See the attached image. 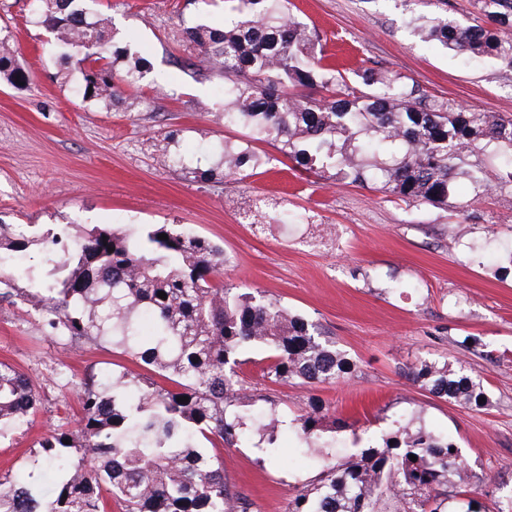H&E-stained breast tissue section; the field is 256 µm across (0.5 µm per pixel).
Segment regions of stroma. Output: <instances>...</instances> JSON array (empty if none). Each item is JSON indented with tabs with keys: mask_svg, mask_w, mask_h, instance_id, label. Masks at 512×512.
Wrapping results in <instances>:
<instances>
[{
	"mask_svg": "<svg viewBox=\"0 0 512 512\" xmlns=\"http://www.w3.org/2000/svg\"><path fill=\"white\" fill-rule=\"evenodd\" d=\"M473 0H291L290 14L315 28L340 71L364 60L404 75L440 99L512 118V69L495 60L468 62L423 40L411 15L441 11L470 19ZM34 0H0L17 53L34 84L0 82V225L39 237L61 225H110L133 233L146 224H175L221 246L229 279L265 291L319 327L352 370L313 388L263 378V353L251 351L243 377L258 394L255 411L284 419L319 404L329 417L354 422L336 435V454L356 453L395 420L419 415L435 434L458 442L489 500L512 493V181L484 154L463 158L490 191L456 180L444 206L409 205L349 181L335 183L291 169L273 145L243 180L223 176L225 143L245 131L225 126L217 77L182 69V27L223 25L240 0H95L118 39L132 42L152 66L148 81L128 91V104L83 101V73L42 58L50 34ZM150 106H141V98ZM182 156L168 166L162 150ZM301 213L276 225L274 211ZM42 244L25 254L13 301L0 303V361L21 371L37 392L28 423L0 440V473L45 488L36 467L41 441L78 414V387L132 368L111 344L77 345L42 328L46 286L59 279ZM448 359L480 375L489 393L473 411L432 396L408 376L420 359ZM251 438L216 448L224 482L253 512H288L296 489L322 469V459L282 432L273 451Z\"/></svg>",
	"mask_w": 512,
	"mask_h": 512,
	"instance_id": "obj_1",
	"label": "stroma"
}]
</instances>
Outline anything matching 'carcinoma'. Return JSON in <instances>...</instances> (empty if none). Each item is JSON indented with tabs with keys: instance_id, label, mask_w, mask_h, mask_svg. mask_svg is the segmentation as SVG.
I'll return each mask as SVG.
<instances>
[{
	"instance_id": "cac0c4a2",
	"label": "carcinoma",
	"mask_w": 512,
	"mask_h": 512,
	"mask_svg": "<svg viewBox=\"0 0 512 512\" xmlns=\"http://www.w3.org/2000/svg\"><path fill=\"white\" fill-rule=\"evenodd\" d=\"M82 0H38L42 24L61 47L56 62L84 72L85 101L115 105L145 82L150 66L109 37V19L88 17ZM487 24L446 14L410 20L425 38L466 59H493L512 68V0H474ZM246 12L213 27H186L182 42L197 55L187 66L221 80L224 124L248 131L224 143L223 174L246 178L261 165L254 144L275 146L293 168L321 178L373 184L416 205H445L468 152L497 145L512 182V119L453 106L416 82L376 67L356 72L351 86L329 61L314 29L290 17L288 0H245ZM125 62L119 81L111 63ZM30 87L29 71L8 36L0 35V79ZM322 95L310 94L312 90ZM168 238L160 239V234ZM75 266L60 286L46 288L44 327L78 342L110 340L163 384L149 382L138 402L140 374L126 371L95 386L81 384L80 415L45 439L42 459L54 477L50 494L21 480L0 479V512H248L249 503L224 484L198 437L236 447L255 428L267 447L279 434L257 426L237 368L247 350L261 349L272 383L336 382L352 364L315 326L280 301L237 288L221 277L224 251L174 224H151L143 239L113 227L81 230ZM33 240L5 235L0 225V302L15 296V259ZM113 251H108V248ZM167 298L158 297V292ZM151 332L140 333L143 321ZM415 382L431 395L472 409L488 405L478 377L448 361L419 360ZM188 397L182 402L180 398ZM28 379L0 362V437L34 409ZM323 408L296 418L308 451L336 447L323 436ZM417 460H411V456ZM318 478L298 489L288 512H489L459 446L415 419L397 423L381 442L349 458L323 457ZM477 508H472V505Z\"/></svg>"
}]
</instances>
